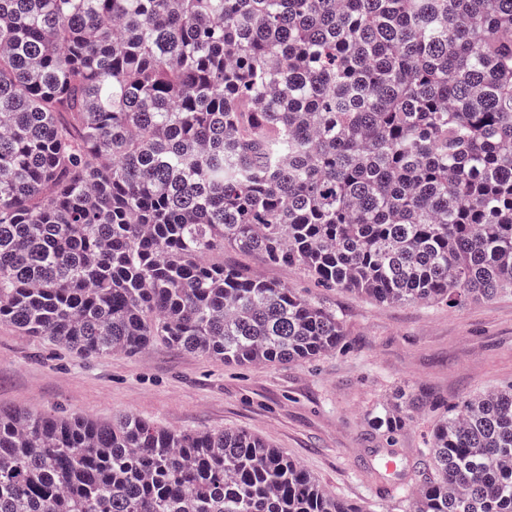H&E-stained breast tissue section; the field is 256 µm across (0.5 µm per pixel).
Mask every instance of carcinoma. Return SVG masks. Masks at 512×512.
Here are the masks:
<instances>
[{
  "label": "carcinoma",
  "mask_w": 512,
  "mask_h": 512,
  "mask_svg": "<svg viewBox=\"0 0 512 512\" xmlns=\"http://www.w3.org/2000/svg\"><path fill=\"white\" fill-rule=\"evenodd\" d=\"M227 248L379 303L512 293V0H0V322L238 365L342 344ZM415 476L405 512H512V384ZM0 512L368 510L247 431L13 411Z\"/></svg>",
  "instance_id": "obj_1"
}]
</instances>
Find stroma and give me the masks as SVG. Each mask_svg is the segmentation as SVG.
Wrapping results in <instances>:
<instances>
[{
	"label": "stroma",
	"instance_id": "obj_1",
	"mask_svg": "<svg viewBox=\"0 0 512 512\" xmlns=\"http://www.w3.org/2000/svg\"><path fill=\"white\" fill-rule=\"evenodd\" d=\"M224 261L336 310L344 344L286 365H227L162 343L85 357L0 323V411L98 421L133 414L178 431L243 429L300 462L336 498L400 512L377 455L401 453L410 475L436 414L415 413L390 442L373 426L376 412L420 393L454 406L512 382V294L461 308L390 305L319 287L301 270L254 254L228 249Z\"/></svg>",
	"mask_w": 512,
	"mask_h": 512
}]
</instances>
